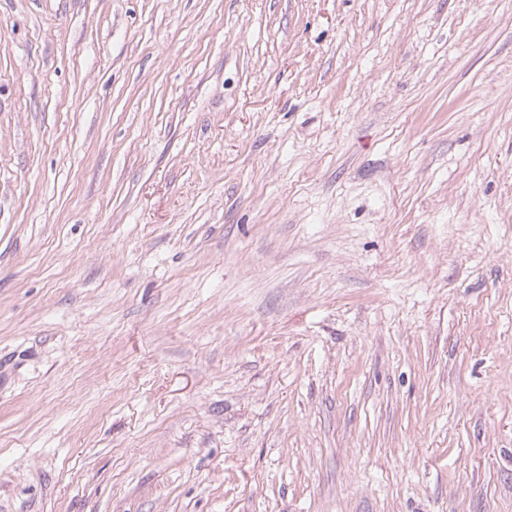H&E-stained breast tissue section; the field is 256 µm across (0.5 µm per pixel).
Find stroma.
<instances>
[{"label":"stroma","instance_id":"obj_1","mask_svg":"<svg viewBox=\"0 0 512 512\" xmlns=\"http://www.w3.org/2000/svg\"><path fill=\"white\" fill-rule=\"evenodd\" d=\"M0 512H512V0H0Z\"/></svg>","mask_w":512,"mask_h":512}]
</instances>
